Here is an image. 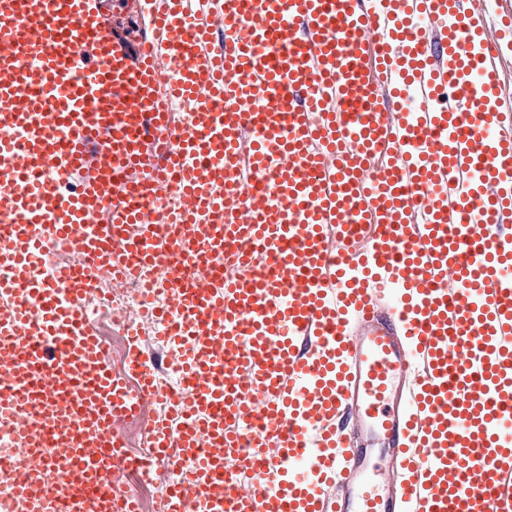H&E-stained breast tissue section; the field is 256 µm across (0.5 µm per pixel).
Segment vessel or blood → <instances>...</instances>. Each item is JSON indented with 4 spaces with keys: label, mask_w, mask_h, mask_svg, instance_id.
Returning <instances> with one entry per match:
<instances>
[{
    "label": "vessel or blood",
    "mask_w": 512,
    "mask_h": 512,
    "mask_svg": "<svg viewBox=\"0 0 512 512\" xmlns=\"http://www.w3.org/2000/svg\"><path fill=\"white\" fill-rule=\"evenodd\" d=\"M194 2L156 0L132 46L103 0H0V223L26 236L0 256V419L59 473L15 496L136 512L110 475L153 466L111 432L137 399L87 325L92 280L33 273L63 242L168 288L175 266L238 267L153 311L184 396L154 432L178 465L166 512H512V11L210 0L214 27ZM165 95L192 100L191 128ZM166 191L185 206L162 241ZM128 368L139 399L162 397L140 355ZM384 457L382 489L366 473ZM231 467L251 491L226 487Z\"/></svg>",
    "instance_id": "1"
}]
</instances>
